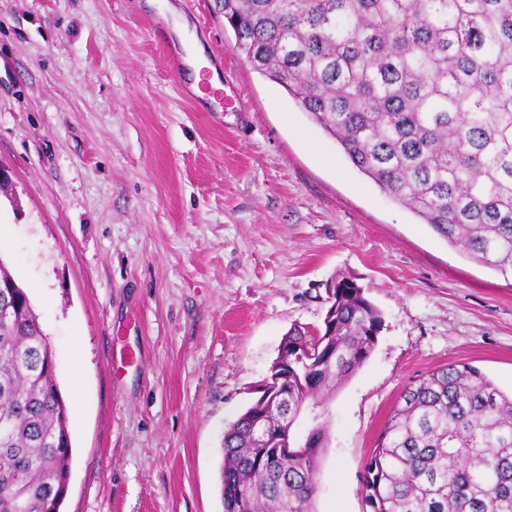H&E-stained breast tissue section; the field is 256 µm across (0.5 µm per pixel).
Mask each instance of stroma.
Segmentation results:
<instances>
[{
    "instance_id": "obj_1",
    "label": "stroma",
    "mask_w": 512,
    "mask_h": 512,
    "mask_svg": "<svg viewBox=\"0 0 512 512\" xmlns=\"http://www.w3.org/2000/svg\"><path fill=\"white\" fill-rule=\"evenodd\" d=\"M157 23L247 111L186 100ZM234 43L223 0H0V260L61 392L83 374L61 512H224L223 435L339 275L384 325L328 401L315 512H369L364 463L427 372L512 392V281L388 199Z\"/></svg>"
}]
</instances>
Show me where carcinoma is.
I'll return each instance as SVG.
<instances>
[{"instance_id":"cac0c4a2","label":"carcinoma","mask_w":512,"mask_h":512,"mask_svg":"<svg viewBox=\"0 0 512 512\" xmlns=\"http://www.w3.org/2000/svg\"><path fill=\"white\" fill-rule=\"evenodd\" d=\"M224 22L381 191L512 280V0H224ZM0 286L13 289L0 303V512H59L68 406L1 260ZM326 301L317 334L288 331V425L257 435V400L224 433V512H313L329 393L383 327L351 277ZM362 486L371 512H512V395L467 364L428 372L394 407Z\"/></svg>"}]
</instances>
